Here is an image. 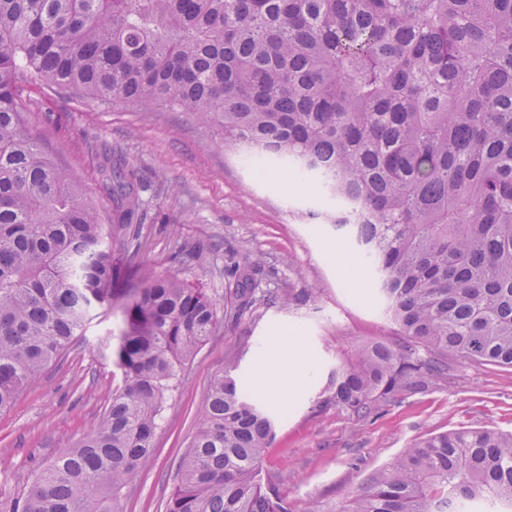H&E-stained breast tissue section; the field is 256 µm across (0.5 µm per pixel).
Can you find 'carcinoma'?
Instances as JSON below:
<instances>
[{"instance_id": "cac0c4a2", "label": "carcinoma", "mask_w": 512, "mask_h": 512, "mask_svg": "<svg viewBox=\"0 0 512 512\" xmlns=\"http://www.w3.org/2000/svg\"><path fill=\"white\" fill-rule=\"evenodd\" d=\"M31 86L224 118V146L296 165L374 267L403 341L336 367L319 406L357 419L452 379L462 358L512 369V0H0V412L127 298L122 385L97 426L41 470L13 512H118L150 459L160 404L219 319L202 288L132 273L112 225L141 223L133 172L115 213L86 197L28 129ZM224 317L292 292L236 267ZM231 363L166 512H290L260 464L274 420ZM512 510V433L424 437L345 512Z\"/></svg>"}]
</instances>
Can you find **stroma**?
I'll return each instance as SVG.
<instances>
[{"mask_svg":"<svg viewBox=\"0 0 512 512\" xmlns=\"http://www.w3.org/2000/svg\"><path fill=\"white\" fill-rule=\"evenodd\" d=\"M30 96L31 130L104 211L112 199L101 164L120 158L134 172L142 224L138 235L119 231L112 241L115 257L136 273L132 286L143 272L177 277L205 289L221 308L232 286L228 267L257 260L269 272V287L304 293L301 301H274L220 323L168 394L151 458L124 488L121 512H166L210 383L231 360L275 421L262 475L291 512H344L372 472L421 437L487 427L512 432V369L462 359L452 383L384 406L376 416L358 420L318 407L336 366L361 345L389 344L396 336L372 269L325 219L334 201L287 162L242 160L225 150L220 123L165 103L103 105L39 89ZM122 325L121 304L98 310L68 353L0 414V512H10L34 476L102 418L122 374L98 345ZM286 336L298 337L311 373L282 398L263 391L256 374L263 366L278 375L273 346Z\"/></svg>","mask_w":512,"mask_h":512,"instance_id":"stroma-1","label":"stroma"}]
</instances>
